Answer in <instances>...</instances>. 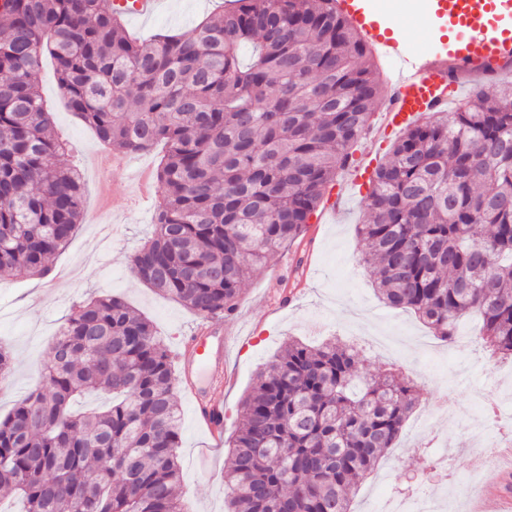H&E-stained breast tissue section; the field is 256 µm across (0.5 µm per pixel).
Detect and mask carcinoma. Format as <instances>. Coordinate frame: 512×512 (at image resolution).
Segmentation results:
<instances>
[{"mask_svg":"<svg viewBox=\"0 0 512 512\" xmlns=\"http://www.w3.org/2000/svg\"><path fill=\"white\" fill-rule=\"evenodd\" d=\"M67 107L121 153L166 154L153 236L132 273L206 317L232 315L246 278L301 240L383 96L373 52L336 0H234L185 35L141 40L108 0L0 5V280L53 272L84 184L52 134L43 55ZM358 225L379 297L451 342L512 358V89L405 129L369 180ZM13 356L0 345V383ZM178 382L152 322L105 294L77 305L42 382L0 417V500L26 512H185ZM87 392L112 395L77 412ZM417 392L362 377L349 349L290 340L240 404L224 512H351Z\"/></svg>","mask_w":512,"mask_h":512,"instance_id":"obj_1","label":"carcinoma"}]
</instances>
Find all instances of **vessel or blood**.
Masks as SVG:
<instances>
[{
    "label": "vessel or blood",
    "instance_id": "1",
    "mask_svg": "<svg viewBox=\"0 0 512 512\" xmlns=\"http://www.w3.org/2000/svg\"><path fill=\"white\" fill-rule=\"evenodd\" d=\"M381 0H338L343 16L363 34L374 51L390 63L388 101L381 105V134L405 130L435 112L446 111L466 75L512 70V0H417L420 12L446 25L452 36L417 50L397 32ZM128 19L146 21L160 14L167 0H110ZM189 356L181 370L206 367L211 354L199 336L187 340ZM223 376L205 392L195 382L186 387L198 418L211 437H219L216 419L224 413Z\"/></svg>",
    "mask_w": 512,
    "mask_h": 512
}]
</instances>
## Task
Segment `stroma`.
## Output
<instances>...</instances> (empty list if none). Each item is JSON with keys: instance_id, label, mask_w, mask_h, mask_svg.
Listing matches in <instances>:
<instances>
[{"instance_id": "35a3bbf8", "label": "stroma", "mask_w": 512, "mask_h": 512, "mask_svg": "<svg viewBox=\"0 0 512 512\" xmlns=\"http://www.w3.org/2000/svg\"><path fill=\"white\" fill-rule=\"evenodd\" d=\"M224 0H169L167 8L146 22H128L142 39L185 33L221 10ZM402 38L419 46L435 40L436 23L416 13L411 0H384ZM40 92L52 115V130L67 143L70 159L83 174L85 214L78 233L53 261L73 270L57 282L20 274L0 282V343L14 357L13 385L0 393V416L14 399L36 386L50 344L73 307L91 294L112 293L146 316L174 360L185 354L184 336L202 326L214 335L230 333L229 345L213 343L212 358L224 365V435L232 437L240 403L258 374L288 340L317 345L328 339L346 344L365 376L393 371L412 382L418 405L394 448L358 485L352 512H382L385 502L422 481L429 498L444 512H504L487 485L512 468L496 459L492 467L474 468L469 431L484 417L483 398H495L512 385V369L494 368L490 355L475 345L476 316L458 321L459 343L449 344L410 311L387 307L377 297L373 278L361 261L365 244L356 227L367 211L365 192L344 196L338 211L323 209L310 220L300 246L271 254L263 271L249 279L229 317H201L179 303L153 293L134 277L130 257L151 236L156 201L130 208L139 169H158L165 145L129 155L123 169L100 171L94 156L104 151L95 130L71 112L59 89L55 62L44 57ZM307 251L311 277L291 272L292 261ZM181 407L184 473L181 498L187 512H224V461L228 445L217 444L195 417L184 390Z\"/></svg>"}]
</instances>
